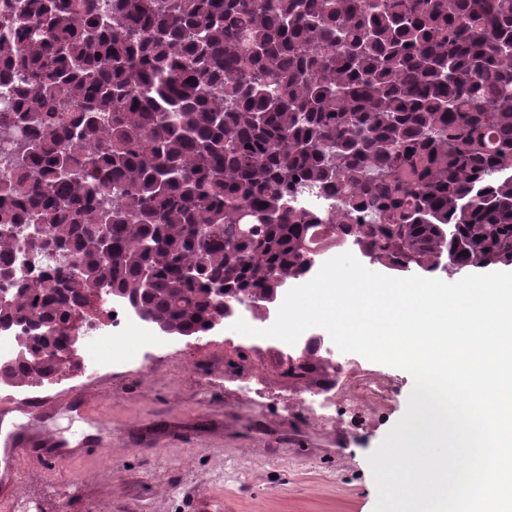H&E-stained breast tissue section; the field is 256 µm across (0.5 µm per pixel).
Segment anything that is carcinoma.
<instances>
[{
  "instance_id": "cac0c4a2",
  "label": "carcinoma",
  "mask_w": 512,
  "mask_h": 512,
  "mask_svg": "<svg viewBox=\"0 0 512 512\" xmlns=\"http://www.w3.org/2000/svg\"><path fill=\"white\" fill-rule=\"evenodd\" d=\"M0 84V226L78 263L61 296L15 283L0 324L106 279L204 333L205 289L260 306L342 234L396 271L512 264V0H0ZM16 252L1 234L0 275Z\"/></svg>"
}]
</instances>
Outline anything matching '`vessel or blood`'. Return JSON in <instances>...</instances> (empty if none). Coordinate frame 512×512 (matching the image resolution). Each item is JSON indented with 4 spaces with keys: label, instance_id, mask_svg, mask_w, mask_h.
<instances>
[{
    "label": "vessel or blood",
    "instance_id": "1",
    "mask_svg": "<svg viewBox=\"0 0 512 512\" xmlns=\"http://www.w3.org/2000/svg\"><path fill=\"white\" fill-rule=\"evenodd\" d=\"M70 412L80 418L93 417L86 401L71 396L35 397L0 404V426L12 423L9 436L0 441V503L14 501L22 478V462L29 461L50 470L58 453L66 445L46 428L49 417Z\"/></svg>",
    "mask_w": 512,
    "mask_h": 512
}]
</instances>
